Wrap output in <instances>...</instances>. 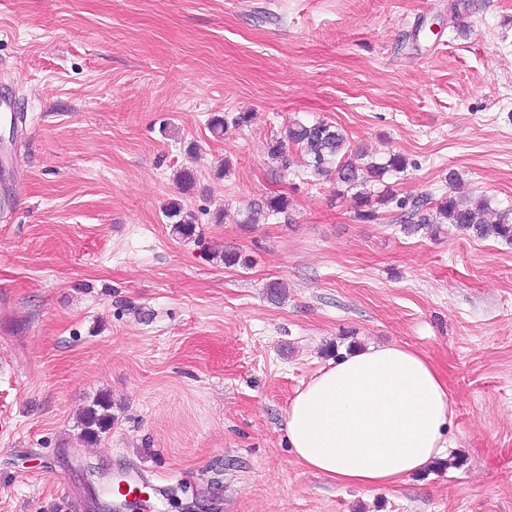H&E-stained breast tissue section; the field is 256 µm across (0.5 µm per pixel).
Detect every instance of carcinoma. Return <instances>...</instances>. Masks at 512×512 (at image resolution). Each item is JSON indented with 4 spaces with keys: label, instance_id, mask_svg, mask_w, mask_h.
<instances>
[{
    "label": "carcinoma",
    "instance_id": "cac0c4a2",
    "mask_svg": "<svg viewBox=\"0 0 512 512\" xmlns=\"http://www.w3.org/2000/svg\"><path fill=\"white\" fill-rule=\"evenodd\" d=\"M288 140L296 146L303 166L317 176L336 172L337 180L351 190L369 182H380L388 173L400 174L407 169L406 158L398 153L389 155L384 164L368 162L359 164L346 157V137L342 129L324 121L304 124L297 122L288 129ZM270 159L278 163V170L290 168L283 143L276 140L268 151ZM379 205L395 204L406 219L402 229L407 234L421 231L432 232L440 224H452L461 232L477 238L493 236L512 245V210L496 211L484 197H460L448 194L440 199L429 195L400 198L387 191L378 196ZM289 202L284 196H266L251 204L243 220L245 224L256 222V215H281L290 220ZM165 217L171 221L173 233L181 237H191L195 233L193 214L184 210L178 202L166 207ZM112 424L109 403L100 397L84 411L82 437L88 442L97 441Z\"/></svg>",
    "mask_w": 512,
    "mask_h": 512
}]
</instances>
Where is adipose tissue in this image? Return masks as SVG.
Listing matches in <instances>:
<instances>
[{"label":"adipose tissue","mask_w":512,"mask_h":512,"mask_svg":"<svg viewBox=\"0 0 512 512\" xmlns=\"http://www.w3.org/2000/svg\"><path fill=\"white\" fill-rule=\"evenodd\" d=\"M448 385L421 353L371 346L322 369L290 400L288 444L340 486L394 487L448 446Z\"/></svg>","instance_id":"obj_1"}]
</instances>
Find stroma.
Listing matches in <instances>:
<instances>
[{"mask_svg":"<svg viewBox=\"0 0 512 512\" xmlns=\"http://www.w3.org/2000/svg\"><path fill=\"white\" fill-rule=\"evenodd\" d=\"M321 120L362 161L407 158L373 191L439 198L454 171L512 208V0H0V512H107L130 472L157 512H512V245L364 221L335 175L274 171L270 143ZM270 195L291 223L240 224ZM371 344L437 368L449 446L341 487L294 460L285 412ZM165 217L171 221L173 232L181 237H192L195 233L193 214L186 212L178 202H170L165 208ZM112 424L109 403L105 398H97L84 411L82 420V437L88 442H96Z\"/></svg>","mask_w":512,"mask_h":512,"instance_id":"1","label":"stroma"}]
</instances>
